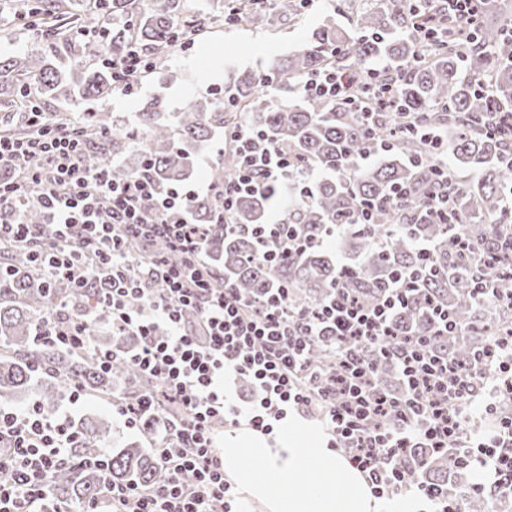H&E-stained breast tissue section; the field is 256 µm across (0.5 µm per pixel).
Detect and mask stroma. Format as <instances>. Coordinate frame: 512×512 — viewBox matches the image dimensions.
<instances>
[{
	"mask_svg": "<svg viewBox=\"0 0 512 512\" xmlns=\"http://www.w3.org/2000/svg\"><path fill=\"white\" fill-rule=\"evenodd\" d=\"M332 22L351 26L347 0H307L291 21L276 16L263 24L214 25L208 34L196 37L193 48L176 54L141 78L133 93L116 90L85 105L49 100L43 108L49 113L65 109L76 115L96 108L112 112L129 125L144 98L161 95L168 110L178 112L191 98L216 89L227 90L235 74L264 70L270 58L300 47L315 29Z\"/></svg>",
	"mask_w": 512,
	"mask_h": 512,
	"instance_id": "35a3bbf8",
	"label": "stroma"
}]
</instances>
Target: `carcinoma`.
Returning <instances> with one entry per match:
<instances>
[{"label":"carcinoma","instance_id":"cac0c4a2","mask_svg":"<svg viewBox=\"0 0 512 512\" xmlns=\"http://www.w3.org/2000/svg\"><path fill=\"white\" fill-rule=\"evenodd\" d=\"M215 13L246 21L258 11V0H212ZM353 30L324 25L294 52L270 60L267 67L230 82L231 100L210 92L192 100L181 112H169L157 96L143 101L132 127L116 123L110 112L83 116L84 150L89 163L110 167L119 177L150 170L159 189L165 191L186 181L195 160L214 136L247 123L268 136L272 146L288 148L301 168L315 167L325 176L304 190L242 193L237 196L224 229L220 198L224 186L234 181L237 170L231 148L219 155L210 175L211 191L191 200L189 209L197 224L208 228L203 273L224 279L247 299L260 300L273 288L290 289L291 300L304 306L324 303L343 276V267L320 248H309L284 262L270 263L259 252L251 234L254 224H267L274 209L286 204L285 221L304 240H318L340 224L336 252L354 260L350 285L364 303L375 301L396 275L418 274L408 305L395 316L397 329L425 336L434 326L433 308H442L464 331L455 336L433 337V348L459 366L474 362V353L490 340V322L512 323V313L495 309L485 319V304L473 291L479 281L489 282L500 296L512 297V221L504 200L512 195V165L504 160V144L510 135H492L487 128L495 113L512 105V38L503 26L491 27L480 20L472 30V43L450 41L426 49L414 34L417 16L425 8L418 0H350ZM3 13L16 14L44 36L37 50L15 57H0V105L22 111L20 100L33 95L40 105L48 99L70 102L101 98L112 92V71L100 61L102 51L121 54L130 45L153 64L176 52L183 36L200 34L205 24L190 14L185 0H155L142 11L140 0H24L4 3ZM109 21L105 45L91 41L89 33L99 21ZM341 47L344 52L333 54ZM374 59L388 61L402 76L393 90L394 111L417 117L428 129L451 130L448 150L456 169H474L471 183H457L450 220L441 223L427 215L429 193L435 175L432 154L423 132L406 131L372 167L359 165L367 152L370 128L375 137L389 136L391 115L376 112L364 118L340 101L316 100L304 95L278 102L273 91L282 81L300 83L328 67L364 75ZM469 62L470 77L461 78L460 63ZM413 185L420 192L408 203L382 202L390 189ZM32 204L25 219L41 228L42 239L51 234L46 215L35 200L40 187L26 189ZM469 244L470 259L462 261L456 235ZM422 241L436 245L429 269L418 248ZM130 250L142 261L168 252L167 244L154 240L133 243ZM94 287L75 291L64 283H48L33 268L29 250H0V401L13 402L37 387L39 407L46 415L57 410L63 388L77 382L86 390L112 397L113 383L126 385L129 399L149 386L128 362L117 359L103 371L91 359L66 349L41 344L35 339L39 315L59 303L77 317L89 314L85 335L97 349L124 348L128 337L102 330L99 320L100 280ZM313 363L329 367L337 357L332 349L315 346ZM73 430L80 447L72 449L66 468L52 478L54 506L83 505L98 499L113 484H148L158 474L156 449L140 443L112 444L114 425L107 415L79 418ZM96 446L110 449L108 466L98 469L80 464ZM426 461L421 470L425 482L448 485L450 495L468 492L466 471L451 450L436 452L424 446L412 448L407 459Z\"/></svg>","mask_w":512,"mask_h":512}]
</instances>
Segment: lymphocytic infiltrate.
<instances>
[{
    "label": "lymphocytic infiltrate",
    "mask_w": 512,
    "mask_h": 512,
    "mask_svg": "<svg viewBox=\"0 0 512 512\" xmlns=\"http://www.w3.org/2000/svg\"><path fill=\"white\" fill-rule=\"evenodd\" d=\"M394 82L383 69L368 72L361 96L348 76L325 70L309 76L302 91L312 98L356 103L361 112H386ZM35 134H0V168L27 158L40 166L10 184L0 183V241L25 247L41 234L26 223L27 183L40 185L38 203L52 228L46 276L81 289L107 268L112 284L101 296L113 331L139 339L129 360L156 384L115 407L127 427L156 416L163 431L157 480L142 486H111L81 512H235V487L224 476L215 449L217 423L246 425L272 434L289 414L317 413L327 445L339 448L381 497L414 491L436 512H462L447 489L415 482L423 460L401 466L399 458L415 446L455 447L465 466L479 465L487 481L475 495L512 493V411L501 401L512 395V331L493 338L483 359L463 369L437 355L427 336H401L394 326L399 308L415 285L401 275L373 304L352 289H337L330 303L315 309L291 305L279 288L259 304L242 299L230 284L201 278L196 259L207 234L193 223L188 204L193 192L159 191L145 175L118 177L110 168L87 162L79 122L56 124L33 110ZM235 148L238 174L224 190V206L237 194L287 187L297 169L292 157L265 145L260 132L242 124L225 133ZM439 181L430 212L448 219L456 186L448 179V136L427 133ZM264 257L280 262L305 250L301 238L274 220L255 228ZM161 238L170 253L144 264L129 252L131 240ZM141 305L131 308V297ZM194 322H186V313ZM84 320L62 308L46 310L37 324L42 343L89 352ZM339 350L333 367L309 360L314 342ZM388 357L400 374L401 391L375 390L373 352ZM248 380L254 393L248 406L224 390L226 374ZM488 423L471 436V416ZM78 438L68 416L46 415L37 406L0 407V512H50L51 478Z\"/></svg>",
    "instance_id": "1"
}]
</instances>
